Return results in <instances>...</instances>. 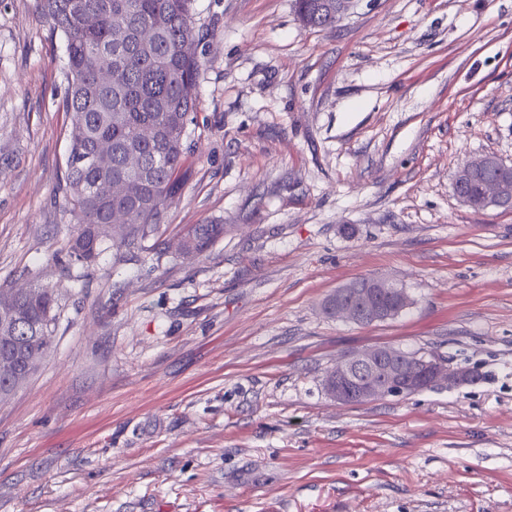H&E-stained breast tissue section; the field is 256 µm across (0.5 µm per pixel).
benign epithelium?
Returning a JSON list of instances; mask_svg holds the SVG:
<instances>
[{"label": "benign epithelium", "mask_w": 512, "mask_h": 512, "mask_svg": "<svg viewBox=\"0 0 512 512\" xmlns=\"http://www.w3.org/2000/svg\"><path fill=\"white\" fill-rule=\"evenodd\" d=\"M486 206L512 198V189L491 183L483 195ZM410 298L401 284L383 277L365 281L355 280L337 288L323 302L325 313L362 325L389 317L395 311L409 307ZM37 360L30 359L23 368H12L9 362L0 363L11 373L13 385L19 386L29 375ZM464 373L445 365H431L416 359L408 364L402 352L384 346L365 349L346 355L323 380L327 396L336 404L344 405L352 396L362 399L397 397L406 390H421L441 381L459 384Z\"/></svg>", "instance_id": "1"}]
</instances>
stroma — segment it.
Instances as JSON below:
<instances>
[{
  "label": "stroma",
  "mask_w": 512,
  "mask_h": 512,
  "mask_svg": "<svg viewBox=\"0 0 512 512\" xmlns=\"http://www.w3.org/2000/svg\"><path fill=\"white\" fill-rule=\"evenodd\" d=\"M179 190L138 246L70 261L63 37L0 0V287L53 288L51 351L0 400V512H512V211L452 182L512 165V0H194ZM224 236L199 255L197 224ZM352 234H345V227ZM402 284L357 325L324 298ZM372 346L475 380L339 406ZM335 0H297L300 18L306 27L320 28L332 26L343 18L354 6L356 0H336V17L322 11L325 4H332ZM224 236V227L220 224H197L187 234V238L192 241L195 252H202L209 246ZM180 250L186 254H194L193 250L188 248L186 240L180 244ZM410 304L407 290L401 284L383 277H372L336 288L324 300L322 309L330 316L362 325L387 319L394 311L405 310Z\"/></svg>",
  "instance_id": "1"
}]
</instances>
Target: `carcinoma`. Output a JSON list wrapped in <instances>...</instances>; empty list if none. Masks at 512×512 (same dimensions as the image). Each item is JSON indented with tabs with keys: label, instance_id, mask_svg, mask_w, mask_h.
I'll return each instance as SVG.
<instances>
[{
	"label": "carcinoma",
	"instance_id": "1",
	"mask_svg": "<svg viewBox=\"0 0 512 512\" xmlns=\"http://www.w3.org/2000/svg\"><path fill=\"white\" fill-rule=\"evenodd\" d=\"M193 0H36V8L66 42L64 106L71 116L70 151L57 191L70 207L76 231L67 243L72 258L90 265L103 251L102 230L122 216L120 240L130 246L162 223L166 203L179 188L194 91L201 70ZM335 0H297L306 27L336 24L324 11ZM89 16L96 23L88 25ZM108 161H94L98 145ZM124 186L104 196V182ZM493 181L512 186V166L475 171L457 187L472 199ZM224 236L222 224H197L187 234L202 252ZM18 315L13 332L25 350L44 358L57 321L50 288H0Z\"/></svg>",
	"mask_w": 512,
	"mask_h": 512
}]
</instances>
